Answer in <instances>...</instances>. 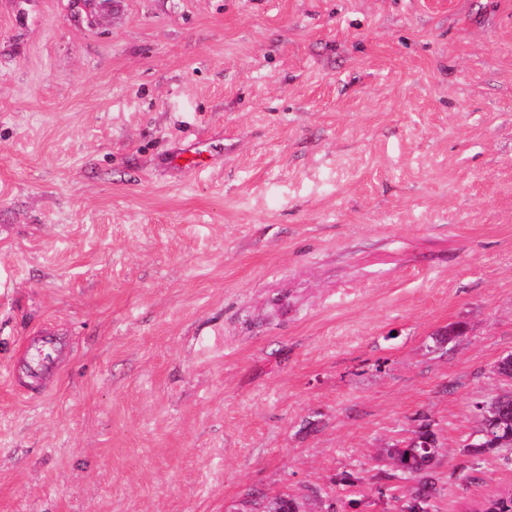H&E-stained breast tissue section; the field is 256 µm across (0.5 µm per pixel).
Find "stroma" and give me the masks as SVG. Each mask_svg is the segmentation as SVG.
I'll list each match as a JSON object with an SVG mask.
<instances>
[{
	"instance_id": "stroma-1",
	"label": "stroma",
	"mask_w": 512,
	"mask_h": 512,
	"mask_svg": "<svg viewBox=\"0 0 512 512\" xmlns=\"http://www.w3.org/2000/svg\"><path fill=\"white\" fill-rule=\"evenodd\" d=\"M510 353L512 0H0V512H461ZM63 348L57 336H34L15 358L13 369L38 384L55 372ZM428 430L432 436L430 437V441L426 444V448L424 447L423 442L428 440L425 435L426 433H419L420 441L415 443L413 447L389 448L387 451L389 457L394 459V462L398 467L399 479L405 481L417 479L419 487H416L413 493L417 495L421 494L424 497H427V492L434 487V483H432L433 477L430 469L438 455L436 448L441 447L439 444V439L434 431L430 427ZM427 457L432 458L431 464L423 469L419 468L418 464H420V462L418 460L425 461Z\"/></svg>"
}]
</instances>
